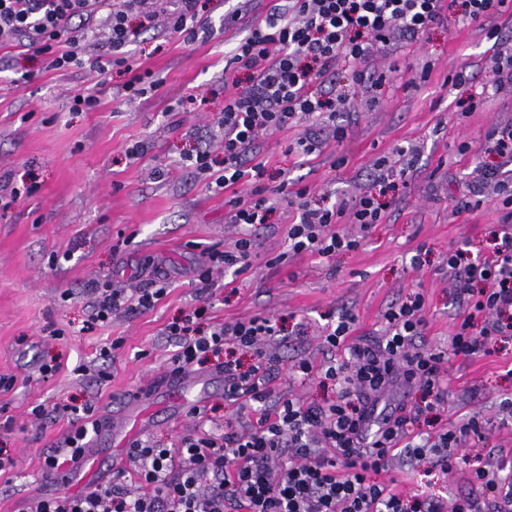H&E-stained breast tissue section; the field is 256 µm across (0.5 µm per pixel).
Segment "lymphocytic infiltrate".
Here are the masks:
<instances>
[{
    "label": "lymphocytic infiltrate",
    "mask_w": 512,
    "mask_h": 512,
    "mask_svg": "<svg viewBox=\"0 0 512 512\" xmlns=\"http://www.w3.org/2000/svg\"><path fill=\"white\" fill-rule=\"evenodd\" d=\"M203 10V0H0V42L43 55L50 70L80 64L85 54L98 77L122 69L127 79L118 92L132 102L145 90L128 55L135 40L130 18L146 17L192 42L206 24ZM449 13L464 22L512 16V0H278L224 66L228 74L247 72L249 80L232 81L224 90L218 119L224 131L223 169L213 172L207 151L189 157L198 173L214 174L215 186L222 189L252 175L250 191L228 201L230 223H265L272 208L261 183L265 164L254 151L260 132L305 123L297 139L305 154L343 137L346 128L336 115L347 109L344 98L313 93V86L334 80L346 61L369 68L375 50L396 52ZM481 149L500 162L485 168L481 190L458 199L455 207L472 211L482 204L485 191H492L504 228L488 255L471 259L463 249L448 255V269L466 294L468 308L450 338V350L415 346L426 325L425 298L419 292L386 311V334L373 344L352 340L354 318L342 315L328 327L324 341L329 349L344 350V357L328 359L318 369L300 359L289 370L299 379L319 374L338 390L332 403L306 407L293 398L271 396L275 358L269 348L282 333L278 322L255 317L204 332L195 314L185 315L166 327L178 343L172 374L215 363L224 375L225 393L253 404L256 421L223 433L207 407L192 408L195 430L176 447L163 448L148 438L130 443L126 458L138 477V490L113 481L78 495L34 498L27 512H481L485 500L496 512H512V474L473 464L461 452L468 441L483 436L477 418L425 438L410 432L422 409H436L448 396L449 382L441 372L448 354L486 355L494 337L512 335V171L507 168L512 128L491 127ZM278 192L297 213L288 229L289 250L275 258L279 264L292 253L329 258L357 249L358 240L337 227L344 215L366 230L382 218V206L371 194L349 208L311 203L307 189L292 191L284 183ZM255 248L254 240L244 236L230 250L210 252L201 282L210 283L216 269L246 270ZM88 293L91 322L104 323L116 314L152 309L166 288L158 279L153 287L128 294L96 282ZM238 349L252 353L250 365L235 358ZM413 387L426 398L425 408L404 399L403 390ZM81 413L83 424L46 456V473L76 466L91 435L98 433L101 423L93 406L83 405ZM398 448L446 473L467 467L479 496L458 498L449 511L440 501L421 495L409 499L394 483L377 481Z\"/></svg>",
    "instance_id": "f902f5d3"
}]
</instances>
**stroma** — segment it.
<instances>
[{"label": "stroma", "instance_id": "1", "mask_svg": "<svg viewBox=\"0 0 512 512\" xmlns=\"http://www.w3.org/2000/svg\"><path fill=\"white\" fill-rule=\"evenodd\" d=\"M271 0H255L251 12L232 19L234 0H207L209 30L192 44L130 20L136 32L131 58L160 81L158 90L135 102L117 93L124 74L96 78L89 68L44 69L40 57L0 46V376L12 379L0 390V449L15 466L0 474V512H25L30 500L61 492L42 475L47 454L80 421L59 414L60 406L91 403L102 422L120 426L129 392L169 378L177 350L165 328L200 311L201 329L252 317L277 319L286 339L273 345L277 359L274 395L323 405L334 386L318 375L289 376L294 361L314 366L327 359L323 330L342 314L355 319L353 336H383L384 314L412 293L426 301L427 344L447 347L465 314V300L448 270L449 251L487 253L501 225L495 200L469 213L456 212V198L481 183L476 154L490 126L512 127V85L490 82L494 56L512 51V16L491 15L478 23L447 20L418 41L373 64L386 81L371 93L351 79L353 66L339 67L336 91L354 105L345 138L328 141L312 155L296 147L301 127L262 133L257 142L266 163L264 185L289 180L307 188L311 201L355 198L376 191L374 163L396 161V151L418 152L406 181L380 201L383 217L369 231L343 221V233L358 249L323 259L304 252L274 264L288 249V228L296 219L278 200L266 223L251 229L256 243L250 267L234 275L214 271V286L203 290L199 274L208 250L231 249L241 227L229 223L230 191L211 188L186 157L208 148L214 169L224 166L222 130L215 118L224 105L221 75L237 43L261 20ZM498 30V40L488 37ZM467 79L457 82V72ZM92 89L100 100L77 112L73 98ZM471 152L459 153L460 143ZM143 153L127 155L133 144ZM31 195L11 200L15 188ZM423 251L422 266L412 257ZM167 276L166 294L149 311L87 328L84 290L93 281L134 292L150 287L155 271ZM493 354L451 356L443 365L450 394L438 413L426 414L415 434H435L470 416L485 421V437L471 447L487 469L512 456V420H502L499 402L512 393V337L492 343ZM60 358L59 372L43 376L37 365ZM104 368L101 381L93 371ZM207 406L220 422L250 417L224 392L214 367ZM43 406L46 415L32 410ZM149 410L147 428L164 448L192 432L186 413L170 414L162 403ZM382 481H396L408 495L426 493L452 504L477 495L466 471L451 474L428 462L396 454Z\"/></svg>", "mask_w": 512, "mask_h": 512}]
</instances>
